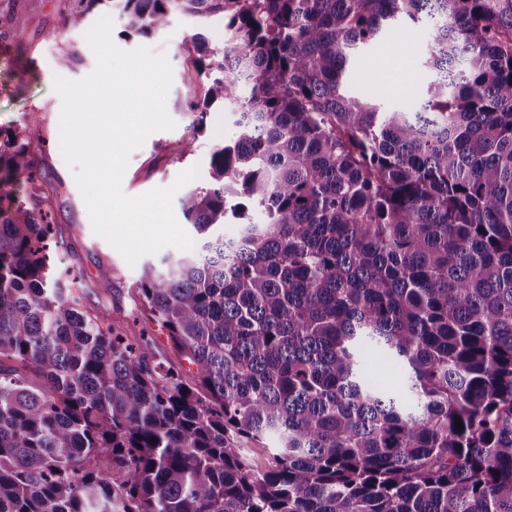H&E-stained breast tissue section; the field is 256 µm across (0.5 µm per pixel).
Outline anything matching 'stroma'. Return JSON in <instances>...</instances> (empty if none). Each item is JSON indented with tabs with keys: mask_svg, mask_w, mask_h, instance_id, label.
Listing matches in <instances>:
<instances>
[{
	"mask_svg": "<svg viewBox=\"0 0 512 512\" xmlns=\"http://www.w3.org/2000/svg\"><path fill=\"white\" fill-rule=\"evenodd\" d=\"M65 0H16L15 8L26 18L21 46L0 51V130L17 127L26 130L30 147L43 177L36 185L45 209L52 215L64 243L67 264L79 269L87 287L84 305L105 309L114 326L131 341H148L157 361L184 365L167 330L161 329L144 311L138 300V288L146 266L163 268L166 261L179 257L178 249L167 247L146 255L136 265L123 257L103 238L94 234L83 198L71 170L65 164L59 146L61 99L52 89L56 76L79 79L95 67V57L86 40L84 28H68L62 22ZM112 38L125 50L141 45L166 53L172 69L173 84L167 97V111L175 121L171 130L152 133L145 143L132 151L122 178V191L134 197L156 187L170 186L179 173L199 166L197 185L210 180L209 161L216 145L231 142L237 128L222 110L208 112L205 128L195 132L191 100L200 98L202 84L194 64L195 55L187 42L195 32H202L209 45L221 47L224 23L215 19L195 28L191 18L172 16L168 28L149 38L129 36L120 15H113ZM429 36L428 23H420L411 33L393 32L378 43L359 52L355 59V86L369 90L384 106L408 103V90L424 86L431 78L420 54ZM74 49L81 60L71 69L60 70L58 58ZM195 138V151L183 153L182 143ZM112 270L108 285H100L101 268Z\"/></svg>",
	"mask_w": 512,
	"mask_h": 512,
	"instance_id": "35a3bbf8",
	"label": "stroma"
}]
</instances>
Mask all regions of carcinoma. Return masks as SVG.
I'll list each match as a JSON object with an SVG mask.
<instances>
[{"instance_id": "carcinoma-1", "label": "carcinoma", "mask_w": 512, "mask_h": 512, "mask_svg": "<svg viewBox=\"0 0 512 512\" xmlns=\"http://www.w3.org/2000/svg\"><path fill=\"white\" fill-rule=\"evenodd\" d=\"M109 4L145 37L176 13L224 20L223 47L189 38L206 79L189 108L201 130L221 104L239 137L179 199L203 242L139 285L195 370L82 304L27 134L0 132V357L40 380L0 373V512H512V0H75L63 17ZM423 19L433 79L413 106L349 88L362 47ZM24 30L0 9V38Z\"/></svg>"}]
</instances>
